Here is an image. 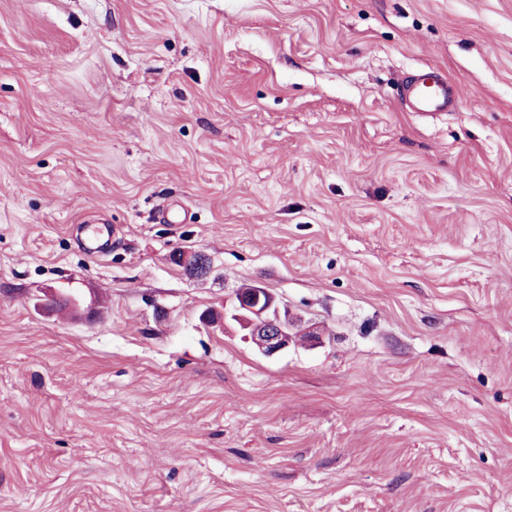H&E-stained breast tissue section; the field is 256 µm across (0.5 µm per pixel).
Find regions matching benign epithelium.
I'll use <instances>...</instances> for the list:
<instances>
[{
	"mask_svg": "<svg viewBox=\"0 0 512 512\" xmlns=\"http://www.w3.org/2000/svg\"><path fill=\"white\" fill-rule=\"evenodd\" d=\"M175 259L185 264L194 274H200L208 269L205 255L200 252H179ZM231 319L245 331V337L252 342L257 351L265 356L283 352L292 343L291 336L284 330L276 297L265 288L253 286L237 292Z\"/></svg>",
	"mask_w": 512,
	"mask_h": 512,
	"instance_id": "benign-epithelium-1",
	"label": "benign epithelium"
}]
</instances>
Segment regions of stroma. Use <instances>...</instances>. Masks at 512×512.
<instances>
[{
	"instance_id": "stroma-1",
	"label": "stroma",
	"mask_w": 512,
	"mask_h": 512,
	"mask_svg": "<svg viewBox=\"0 0 512 512\" xmlns=\"http://www.w3.org/2000/svg\"><path fill=\"white\" fill-rule=\"evenodd\" d=\"M0 512H512V0H0ZM463 97V88L448 83L439 69H431L420 74L409 89L413 110L426 116L448 112L457 106ZM250 287L235 294L231 319L261 354L273 356L287 350L292 338L284 330L276 297L266 288Z\"/></svg>"
}]
</instances>
